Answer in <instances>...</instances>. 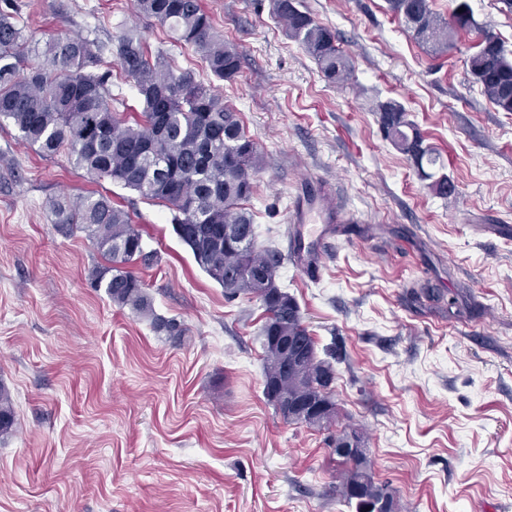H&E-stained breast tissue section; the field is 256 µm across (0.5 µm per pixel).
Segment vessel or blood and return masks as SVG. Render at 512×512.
Here are the masks:
<instances>
[{"label":"vessel or blood","instance_id":"1","mask_svg":"<svg viewBox=\"0 0 512 512\" xmlns=\"http://www.w3.org/2000/svg\"><path fill=\"white\" fill-rule=\"evenodd\" d=\"M345 210L329 204L326 191L304 198L290 216L295 228L288 238V253L308 276L319 273V256L327 245L328 227L342 221Z\"/></svg>","mask_w":512,"mask_h":512}]
</instances>
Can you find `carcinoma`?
Instances as JSON below:
<instances>
[{
	"label": "carcinoma",
	"instance_id": "1",
	"mask_svg": "<svg viewBox=\"0 0 512 512\" xmlns=\"http://www.w3.org/2000/svg\"><path fill=\"white\" fill-rule=\"evenodd\" d=\"M394 17L434 54L455 47L459 31L477 27L466 0L448 22L432 12L428 0H388ZM144 15L169 27L176 40L196 49L210 73L225 81L241 70L237 49L217 38L200 0H137ZM273 16L287 36L315 59L323 78L343 83L351 75L347 56L334 34L300 9L299 0H273ZM94 44L81 37H55L41 44L0 8V122L43 156L65 153L93 179L112 182L166 204L174 212L173 231L189 247L198 266L234 299L252 295L265 316L264 394L286 421L321 427L336 420L329 387L334 380L333 347L318 356L317 342L304 324L299 305L276 283L278 252L257 246L252 217L241 203L252 193L253 175L262 163L256 143L244 133L236 112L189 71H170L163 53L149 55L143 38L125 32L117 39V63L143 104L141 119L130 124L112 111L110 72L93 73ZM42 59L26 64L30 56ZM469 73L503 112H512V56L490 30H481L478 49L468 58ZM379 123L394 147L412 161L430 190L448 197L454 185L439 155L394 101L378 103ZM56 223L85 231L109 266L92 273L94 287L112 302L151 318L153 328L178 341L186 328L154 314L144 283L128 264L157 261L145 251L143 236L127 213L106 195L73 201L55 199ZM296 348L301 358H290ZM14 409L0 385V435L11 432ZM341 466L338 491L355 512H401L386 483L376 481L371 461L350 455Z\"/></svg>",
	"mask_w": 512,
	"mask_h": 512
}]
</instances>
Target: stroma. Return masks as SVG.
Masks as SVG:
<instances>
[{
  "instance_id": "35a3bbf8",
  "label": "stroma",
  "mask_w": 512,
  "mask_h": 512,
  "mask_svg": "<svg viewBox=\"0 0 512 512\" xmlns=\"http://www.w3.org/2000/svg\"><path fill=\"white\" fill-rule=\"evenodd\" d=\"M467 2L477 29L437 56L386 0H300L353 64L334 85L272 0H202L243 56L231 82L136 0H11L35 39L99 46L119 117L142 108L109 51L129 29L237 112L263 157L244 207L258 245L282 254L278 282L305 325L336 346L338 415L317 428L277 413L263 392L260 301L225 299L172 210L91 181L65 154L41 156L2 124L0 385L15 424L0 436V512H354L330 447L345 428L364 433L402 512H512V113L466 66L484 25L512 51V12ZM387 100L440 152L454 196L433 194L385 138L375 107ZM319 179L352 221L334 225L311 279L285 254L293 197ZM93 191L157 251L132 270L155 314L185 325L182 341L92 288L107 261L86 233L59 230L52 203Z\"/></svg>"
}]
</instances>
